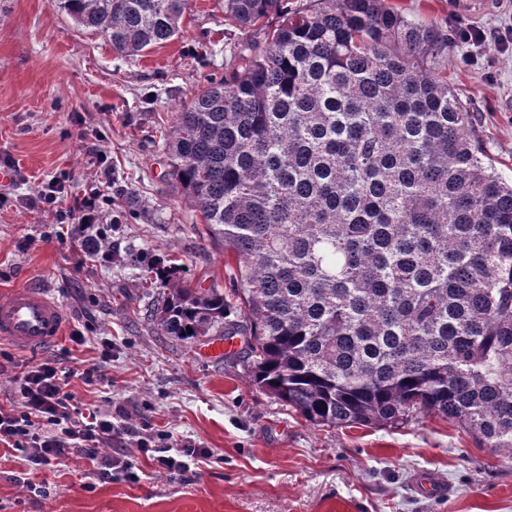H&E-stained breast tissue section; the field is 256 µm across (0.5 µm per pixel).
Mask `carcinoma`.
<instances>
[{
  "instance_id": "carcinoma-1",
  "label": "carcinoma",
  "mask_w": 512,
  "mask_h": 512,
  "mask_svg": "<svg viewBox=\"0 0 512 512\" xmlns=\"http://www.w3.org/2000/svg\"><path fill=\"white\" fill-rule=\"evenodd\" d=\"M58 4L137 55L187 0ZM224 21L264 38L229 49L166 150L237 259L253 385L316 425L434 414L512 453V181L443 74L448 35L385 0H224ZM151 271L164 335L224 333V292Z\"/></svg>"
}]
</instances>
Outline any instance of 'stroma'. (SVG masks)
Here are the masks:
<instances>
[{"label": "stroma", "mask_w": 512, "mask_h": 512, "mask_svg": "<svg viewBox=\"0 0 512 512\" xmlns=\"http://www.w3.org/2000/svg\"><path fill=\"white\" fill-rule=\"evenodd\" d=\"M411 20L450 31H486L474 47L450 42L448 82L471 110L496 171L512 180V0L467 12L463 0H389ZM180 34L137 56L114 52L79 28L55 0H0V296L47 289L80 343L62 339L27 352L9 343L0 362V406L28 362L58 356L74 369L82 408L125 407L178 445L210 458L187 474L159 470L137 448L124 453L138 481H96L80 458L28 472L22 452L0 451V512H512V453L479 447L457 424L431 415L390 428L328 427L259 391L238 355L213 356L210 337L163 335L150 317L161 285L129 252L171 261L195 288L238 290V263L207 236L176 189L165 149L176 112L228 65V43L262 32L227 27L224 0H188ZM64 180L65 203L89 187L102 199L111 255H85L59 241L54 212L27 200ZM101 364L104 382L77 370ZM432 475L441 494L417 488Z\"/></svg>", "instance_id": "35a3bbf8"}]
</instances>
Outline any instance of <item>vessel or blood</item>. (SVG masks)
Here are the masks:
<instances>
[{"instance_id":"vessel-or-blood-1","label":"vessel or blood","mask_w":512,"mask_h":512,"mask_svg":"<svg viewBox=\"0 0 512 512\" xmlns=\"http://www.w3.org/2000/svg\"><path fill=\"white\" fill-rule=\"evenodd\" d=\"M66 317L62 307L40 288H16L0 298V341L25 350H38L58 342Z\"/></svg>"}]
</instances>
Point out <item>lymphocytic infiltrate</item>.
<instances>
[{
  "mask_svg": "<svg viewBox=\"0 0 512 512\" xmlns=\"http://www.w3.org/2000/svg\"><path fill=\"white\" fill-rule=\"evenodd\" d=\"M65 192L63 182H49L29 198L28 205L36 210L57 209L59 222L67 226L65 242L82 248L88 230L102 219L99 193L90 191L67 206ZM70 377L53 357L26 365L16 374L11 380L15 399L0 407V446L24 450L34 469L76 456L95 465L102 478H112L124 469L120 449L133 446L147 452L153 436L146 427L130 423L126 410L113 417L78 408L68 390Z\"/></svg>",
  "mask_w": 512,
  "mask_h": 512,
  "instance_id": "1",
  "label": "lymphocytic infiltrate"
}]
</instances>
